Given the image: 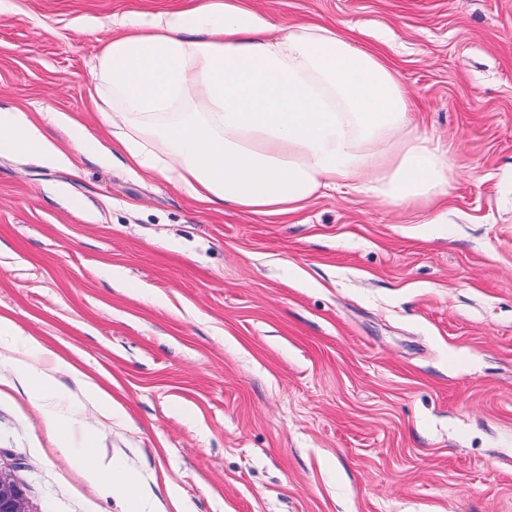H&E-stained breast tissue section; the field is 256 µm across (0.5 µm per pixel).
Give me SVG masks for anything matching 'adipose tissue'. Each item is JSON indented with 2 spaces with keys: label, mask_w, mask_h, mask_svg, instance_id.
Masks as SVG:
<instances>
[{
  "label": "adipose tissue",
  "mask_w": 512,
  "mask_h": 512,
  "mask_svg": "<svg viewBox=\"0 0 512 512\" xmlns=\"http://www.w3.org/2000/svg\"><path fill=\"white\" fill-rule=\"evenodd\" d=\"M110 28L91 76L112 145L63 112L37 123L0 110V152L68 165L46 133L53 127L103 165L121 147L132 168L215 209L289 213L347 184L384 204L434 207L433 223H447L448 157L418 130L406 87L377 54L324 25L272 22L241 0L116 15ZM2 339L24 348L14 365L59 447L79 443L91 484L130 493L132 477L97 452L94 431L75 435L56 396L57 366L36 364L37 340L0 317Z\"/></svg>",
  "instance_id": "obj_1"
}]
</instances>
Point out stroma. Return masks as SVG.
<instances>
[{"label":"stroma","instance_id":"obj_1","mask_svg":"<svg viewBox=\"0 0 512 512\" xmlns=\"http://www.w3.org/2000/svg\"><path fill=\"white\" fill-rule=\"evenodd\" d=\"M12 2L0 106L106 140L99 21L192 0ZM246 4L392 65L454 162L450 223L346 188L215 210L53 129L68 166L0 155V316L111 392L108 422L59 376L145 512H512V0ZM16 355L0 342V471L31 512H127L49 437Z\"/></svg>","mask_w":512,"mask_h":512}]
</instances>
